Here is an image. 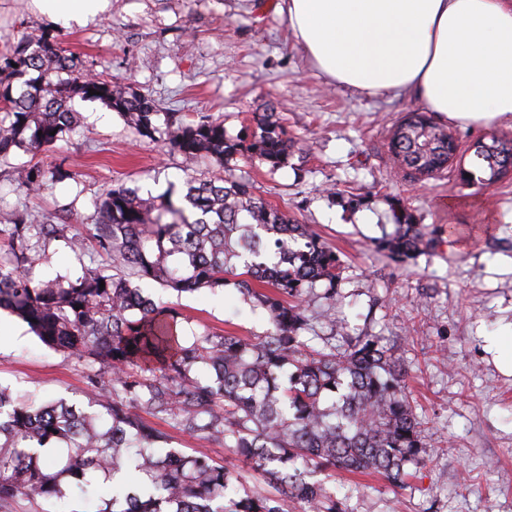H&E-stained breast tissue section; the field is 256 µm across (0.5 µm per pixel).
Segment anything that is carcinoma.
<instances>
[{
	"label": "carcinoma",
	"instance_id": "1",
	"mask_svg": "<svg viewBox=\"0 0 512 512\" xmlns=\"http://www.w3.org/2000/svg\"><path fill=\"white\" fill-rule=\"evenodd\" d=\"M96 94H89V90ZM99 101L149 140L161 133L152 100L86 73L83 61L43 32L0 54V158L14 150H54L78 122L72 100ZM170 149L187 164L184 191L150 199L116 182L97 206L86 235L68 240L81 275L43 282L35 268L65 224L28 211L0 224V309L39 340L81 363L93 391L86 410L65 401L19 402L0 388V512L20 499L53 501L57 512L80 499L90 512H345L328 479L338 471L376 473L403 487L421 460V423L407 392V369L378 336L341 346L305 333L336 326L338 253L309 225L256 194L239 157L269 170L294 146L273 105L252 115L237 136L210 116L167 118ZM458 144L426 112H409L389 139L402 171L429 178L455 165L466 186H492L512 169V138L492 136L455 162ZM207 159L223 169L197 178ZM73 173L34 163L15 178L29 197ZM376 247L395 262L432 252L439 239L405 209ZM151 281L179 294L233 286L270 325L248 341L205 330L180 341V313L143 294ZM105 287H100V283ZM324 306L312 309L316 289ZM233 449L261 472L266 489L239 477L201 449L185 455L143 415Z\"/></svg>",
	"mask_w": 512,
	"mask_h": 512
}]
</instances>
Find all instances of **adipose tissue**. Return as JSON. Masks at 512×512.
<instances>
[{"label":"adipose tissue","mask_w":512,"mask_h":512,"mask_svg":"<svg viewBox=\"0 0 512 512\" xmlns=\"http://www.w3.org/2000/svg\"><path fill=\"white\" fill-rule=\"evenodd\" d=\"M330 83L410 94L444 123L512 125V0H280Z\"/></svg>","instance_id":"1"}]
</instances>
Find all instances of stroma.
I'll return each mask as SVG.
<instances>
[{
    "mask_svg": "<svg viewBox=\"0 0 512 512\" xmlns=\"http://www.w3.org/2000/svg\"><path fill=\"white\" fill-rule=\"evenodd\" d=\"M279 0H109L84 23L62 25L36 0H0V50L50 31L85 60L90 73L149 95L157 112L185 120L205 114L234 135L251 113L284 107L294 147L278 171L237 160L257 194L294 211L333 246L342 262L337 327L319 335L383 337L404 360L425 448L406 488L383 478L336 475L345 512H512V368L485 349L497 336L512 352V179L485 190L463 187L454 172L411 183L389 159L387 131L417 110L407 95L366 98L327 83L295 43ZM80 119L40 162L68 170L37 195L15 190L30 154L0 160V222L28 209L84 232L117 180L148 199L182 188L186 165L164 140L141 139L127 120L97 101L72 103ZM363 196L350 210L326 188ZM411 211L441 243L435 253L402 263L376 250L394 209ZM81 262L65 240L50 242L36 277L76 275ZM143 289L186 315L180 336L203 327L257 338L267 322L235 288L182 295L154 283ZM0 386L39 404H87L90 386L77 360L45 346L16 316L0 311Z\"/></svg>",
    "mask_w": 512,
    "mask_h": 512,
    "instance_id": "obj_1",
    "label": "stroma"
}]
</instances>
